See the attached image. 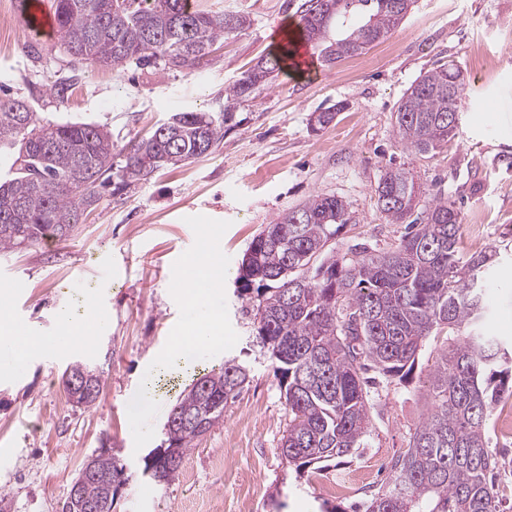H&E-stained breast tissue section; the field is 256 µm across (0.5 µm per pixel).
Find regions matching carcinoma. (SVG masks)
I'll return each instance as SVG.
<instances>
[{
	"mask_svg": "<svg viewBox=\"0 0 512 512\" xmlns=\"http://www.w3.org/2000/svg\"><path fill=\"white\" fill-rule=\"evenodd\" d=\"M414 0H301L300 40L329 65L385 37ZM59 42L75 59L117 67L128 61L194 70L224 35L250 25L245 15H213L190 0H53ZM290 56L283 48L260 57L224 87L218 112H176L123 155V185L168 166L212 154L224 140L235 105L269 89ZM462 69L443 63L422 74L395 111L398 144L429 159L457 137ZM112 132L92 123L43 121L23 101L0 98V252L46 238L66 241L80 218L98 208L112 185ZM377 205L405 232L386 251L366 247L338 255L328 242L349 222L334 196L314 195L277 216L253 239L239 268L244 292L256 290L257 335L275 360L290 413L280 455L300 470L363 447L373 404L365 374L409 377L426 347L435 361L428 409L408 448L390 461L388 482L365 512H503L495 491L498 454L488 428L498 403L512 398V352L484 328L483 274L494 250L464 256L462 218L448 199L431 195L404 167L382 171ZM83 407L101 392L100 369L76 361L66 378ZM245 368L226 363L198 378L171 409L165 450L154 481L164 485L247 382ZM94 475L77 477L79 494L63 512H112L125 484V464L107 450L87 458Z\"/></svg>",
	"mask_w": 512,
	"mask_h": 512,
	"instance_id": "obj_1",
	"label": "carcinoma"
}]
</instances>
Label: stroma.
I'll list each match as a JSON object with an SVG mask.
<instances>
[{"mask_svg": "<svg viewBox=\"0 0 512 512\" xmlns=\"http://www.w3.org/2000/svg\"><path fill=\"white\" fill-rule=\"evenodd\" d=\"M217 12H240L250 26L215 45L195 71L134 63L89 67L57 40L28 28L18 0H0L13 35L0 41V95L26 101L43 120L90 122L112 132L115 148L145 136L174 112L215 111L224 87L253 59L283 41L296 0H196ZM457 64L466 76L460 132L434 158L418 159L397 144L395 110L420 75ZM73 84L67 98L52 94ZM339 105L335 120L315 117ZM413 171L461 213L460 250L495 247L487 294L488 328L512 346V0H415L404 22L361 54L303 73L278 75L260 97L235 109L217 150L167 167L105 194L69 240L0 253V307L10 320L46 340L44 349L0 366V488L10 512H62L83 462L101 449L119 452L136 474L113 512H344L362 497L326 495L321 481L379 464L404 450L426 411L434 356L423 352L413 380L377 378L364 448L322 469L289 467L279 453L288 407L274 364L257 336V318L237 282L242 257L278 214L313 195L344 201L351 221L329 241L344 253L364 243L382 250L402 227L387 223L374 187L385 167ZM205 255L224 270L217 287L190 306L180 284L188 261ZM224 315V341L187 350L183 364L158 370L177 337L201 309ZM96 321L91 341L77 343L63 312ZM76 360L103 370L94 406L69 397L63 375ZM232 360L248 380L224 420L197 441L174 481L157 485L141 471L163 447L171 408L197 375ZM155 396L143 403L146 379ZM233 456L216 471L213 457Z\"/></svg>", "mask_w": 512, "mask_h": 512, "instance_id": "35a3bbf8", "label": "stroma"}]
</instances>
